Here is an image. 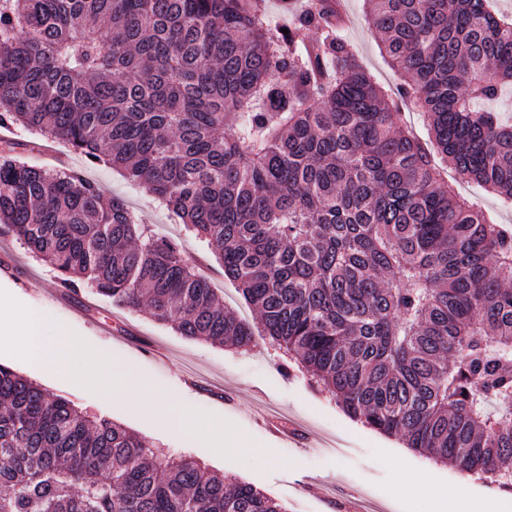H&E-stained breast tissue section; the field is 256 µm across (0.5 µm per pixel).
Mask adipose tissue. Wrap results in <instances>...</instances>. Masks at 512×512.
Here are the masks:
<instances>
[{"label":"adipose tissue","mask_w":512,"mask_h":512,"mask_svg":"<svg viewBox=\"0 0 512 512\" xmlns=\"http://www.w3.org/2000/svg\"><path fill=\"white\" fill-rule=\"evenodd\" d=\"M41 322V317L30 311L0 310V335L22 341L28 360L41 368L67 363L72 355L83 351L81 339L66 331H58L53 337L43 336ZM69 380L77 388L98 385L108 398L122 401L133 412L160 419L188 438L205 437L219 446L224 443L223 423L192 421L184 408L164 403L149 388L135 387L132 373L114 365L111 355L98 353L84 360L71 370Z\"/></svg>","instance_id":"obj_1"}]
</instances>
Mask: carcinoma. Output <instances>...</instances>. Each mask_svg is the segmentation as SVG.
I'll return each instance as SVG.
<instances>
[{"mask_svg":"<svg viewBox=\"0 0 512 512\" xmlns=\"http://www.w3.org/2000/svg\"><path fill=\"white\" fill-rule=\"evenodd\" d=\"M365 5L427 142L359 63L335 0L291 24L264 0H0V125L142 184L206 241L260 331L78 172L3 151L0 227L61 286L189 339L260 340L363 425L512 488V229L431 160L512 203V124L493 108L512 16L493 0ZM307 28L321 39L301 47ZM0 512L286 510L0 364Z\"/></svg>","mask_w":512,"mask_h":512,"instance_id":"cac0c4a2","label":"carcinoma"}]
</instances>
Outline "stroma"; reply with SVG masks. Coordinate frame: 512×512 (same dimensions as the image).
Wrapping results in <instances>:
<instances>
[{
    "label": "stroma",
    "instance_id": "35a3bbf8",
    "mask_svg": "<svg viewBox=\"0 0 512 512\" xmlns=\"http://www.w3.org/2000/svg\"><path fill=\"white\" fill-rule=\"evenodd\" d=\"M345 15L341 29L353 44L359 62L389 91L400 78L380 53L381 36L368 22L363 0H341ZM10 145L27 164L53 170H78L96 182L105 198H122L137 222L153 225L162 236L178 240L186 261L206 278L227 307L241 317L257 314L224 276V269L207 244L185 231L181 220L142 185L107 165L93 166L65 143H55L57 158L42 149L46 139L15 128ZM14 263L18 276L0 275V297L11 309L32 311L42 318V331L58 329L79 337L89 351H105L129 369L139 383L158 391L169 403L186 407L194 420L224 423L226 437L239 445L215 458L207 439L188 440L178 430L137 416L109 399L98 386L75 389L69 370H41L30 365L22 345L0 341V364L32 379L50 395L72 401L89 417H105L152 440L167 456L187 455L232 479L252 484L276 499L286 512H337L338 503L356 497L372 499L383 512H443L445 497L460 479L453 466L431 464L419 453L397 459L400 440L352 420L327 392L312 386L306 373L283 369L282 358L265 345L249 351L189 340L146 312L112 306L91 290L80 289L73 299L61 296L56 272L30 257L15 239L0 233V254ZM277 412L289 432L276 435L266 416ZM343 440L348 452L324 454V443ZM407 464L433 469L431 480L415 486L400 484L396 468Z\"/></svg>",
    "mask_w": 512,
    "mask_h": 512
}]
</instances>
